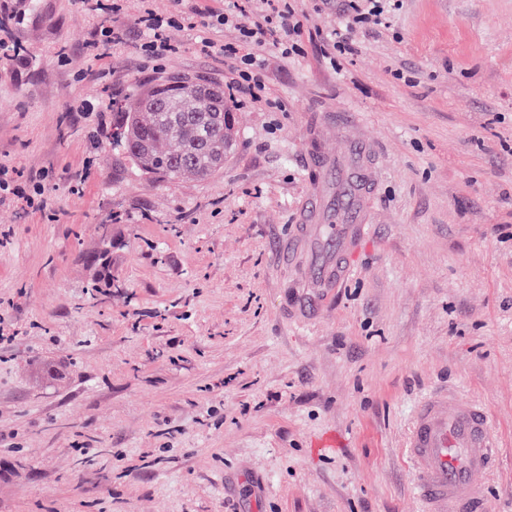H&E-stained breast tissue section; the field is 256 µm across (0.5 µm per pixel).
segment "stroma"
Segmentation results:
<instances>
[{
    "mask_svg": "<svg viewBox=\"0 0 512 512\" xmlns=\"http://www.w3.org/2000/svg\"><path fill=\"white\" fill-rule=\"evenodd\" d=\"M7 2L0 166L47 209L0 203V512H421L406 443L439 387L488 410L479 486L512 512V0H398L351 56L338 0H294L302 50L254 47L265 95L234 104L223 173L171 183L109 145L107 102L227 86L239 29L172 26L153 61L137 16L172 0ZM315 188L313 223L366 227L326 292L335 244L278 255ZM348 274L349 266L341 261L339 255L336 256L335 266L327 267L322 271V273H319L318 282L321 288H338Z\"/></svg>",
    "mask_w": 512,
    "mask_h": 512,
    "instance_id": "35a3bbf8",
    "label": "stroma"
}]
</instances>
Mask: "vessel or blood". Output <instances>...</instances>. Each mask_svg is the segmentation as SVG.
<instances>
[{
    "mask_svg": "<svg viewBox=\"0 0 512 512\" xmlns=\"http://www.w3.org/2000/svg\"><path fill=\"white\" fill-rule=\"evenodd\" d=\"M497 448L484 406L444 390L426 395L407 439L422 512H492L476 479L494 469Z\"/></svg>",
    "mask_w": 512,
    "mask_h": 512,
    "instance_id": "1",
    "label": "vessel or blood"
}]
</instances>
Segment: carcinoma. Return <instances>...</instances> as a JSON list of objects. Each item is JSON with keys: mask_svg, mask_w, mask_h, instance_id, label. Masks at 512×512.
<instances>
[{"mask_svg": "<svg viewBox=\"0 0 512 512\" xmlns=\"http://www.w3.org/2000/svg\"><path fill=\"white\" fill-rule=\"evenodd\" d=\"M187 80L159 84L110 106L122 119L109 139L136 168L159 181L210 179L224 170V156L236 144L237 130L224 90L204 94ZM175 145L165 150L162 144Z\"/></svg>", "mask_w": 512, "mask_h": 512, "instance_id": "carcinoma-1", "label": "carcinoma"}]
</instances>
